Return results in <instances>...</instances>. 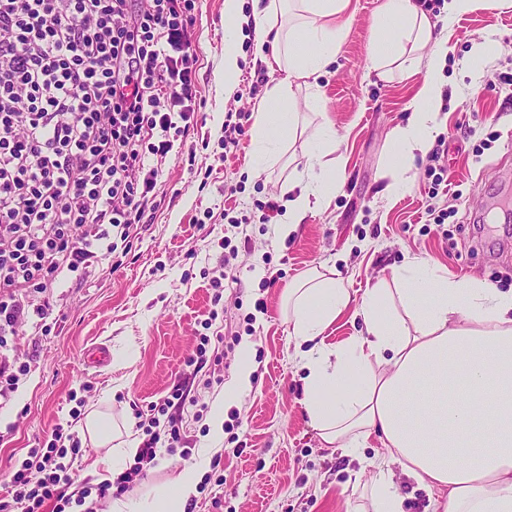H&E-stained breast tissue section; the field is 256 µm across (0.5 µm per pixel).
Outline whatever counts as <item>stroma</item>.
Returning a JSON list of instances; mask_svg holds the SVG:
<instances>
[{
  "mask_svg": "<svg viewBox=\"0 0 512 512\" xmlns=\"http://www.w3.org/2000/svg\"><path fill=\"white\" fill-rule=\"evenodd\" d=\"M382 0H353L354 14L322 94L300 91L296 110L305 133L287 145L279 164L252 178L251 130L255 110L275 80L254 62L247 38L251 0L235 21L241 78L225 94L224 0H191L192 46L199 57L202 105L198 124L174 149L161 179L163 202L153 220L131 232L128 246L85 279L63 272L44 294L47 317L30 315L8 338L7 356L30 366L9 401L0 404V501L11 500L9 473L33 448L46 446L56 427L78 435L82 451L72 462L79 496L96 482L89 473L100 449L82 433L83 415L100 412L126 424L139 438L138 416L167 396L187 368L201 336H210L207 359L224 357V378L238 367L243 341L254 345L253 388L224 414V439L208 441L207 421L184 414L177 452L162 448L135 491L173 482L210 448L193 512H347L355 499L357 460L322 447L301 400L303 373L283 314L288 286L324 264L345 278L353 300L391 267L411 256L446 266L450 273L512 289V6L481 5L451 28L443 75L442 125L447 194L430 198L428 158H416L410 185L395 198L382 189L395 158L392 130L405 124L425 73L379 80L368 65L374 18ZM500 44L480 74L463 67L471 44L483 37ZM240 114L244 133L224 151L228 113ZM332 123L341 143L332 158L340 186L330 205L310 211L296 233L275 240L255 217L268 200L285 204L288 182L307 167L310 135ZM236 186L234 196L225 186ZM451 210L445 223L428 221L427 205ZM248 217L233 235L241 286L213 303L210 280L221 270L229 217ZM275 277V285L264 280ZM264 300L257 310L256 300ZM104 343L112 360L86 366L89 345ZM124 366H117V359Z\"/></svg>",
  "mask_w": 512,
  "mask_h": 512,
  "instance_id": "obj_1",
  "label": "stroma"
}]
</instances>
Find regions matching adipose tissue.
I'll use <instances>...</instances> for the list:
<instances>
[{
    "label": "adipose tissue",
    "mask_w": 512,
    "mask_h": 512,
    "mask_svg": "<svg viewBox=\"0 0 512 512\" xmlns=\"http://www.w3.org/2000/svg\"><path fill=\"white\" fill-rule=\"evenodd\" d=\"M478 2L444 0L435 22L417 0H383L379 8L375 24L385 36L371 45V71L384 81L426 72L411 116L392 132L404 168L394 171L386 196L408 186L405 167L427 154L439 131L437 73L448 56L450 29ZM252 12L256 56L278 75L252 129L254 169L261 172L279 163L280 146L296 136V94L319 90L353 12L351 0H253ZM337 143L332 127L317 131L308 180L288 200L275 235H292L308 212L335 196L339 179L324 158ZM349 309L362 330L327 344L325 331ZM286 312L290 336L306 348L302 405L323 446L353 456L375 437L387 450L351 512H406L400 474L427 493L433 512H512V290L414 259L392 268L356 303L339 272L323 265L289 286ZM239 351L238 371L212 405L215 443L224 435L225 409L252 386L250 344ZM412 393L414 411L401 409ZM84 428L104 450L90 468L98 481L113 479L139 453L135 441H120L108 416L91 413ZM201 471L197 464L144 495L113 498L108 512H185Z\"/></svg>",
    "instance_id": "adipose-tissue-1"
}]
</instances>
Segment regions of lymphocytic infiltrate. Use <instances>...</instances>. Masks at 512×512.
<instances>
[{"label":"lymphocytic infiltrate","instance_id":"obj_1","mask_svg":"<svg viewBox=\"0 0 512 512\" xmlns=\"http://www.w3.org/2000/svg\"><path fill=\"white\" fill-rule=\"evenodd\" d=\"M187 0H0V348L63 271L101 263L158 210V179L198 123L199 58ZM185 378L151 403L136 428L140 454L95 497L124 494L144 478L159 443L176 447ZM78 440L54 430L32 449L0 512H95L65 492Z\"/></svg>","mask_w":512,"mask_h":512}]
</instances>
